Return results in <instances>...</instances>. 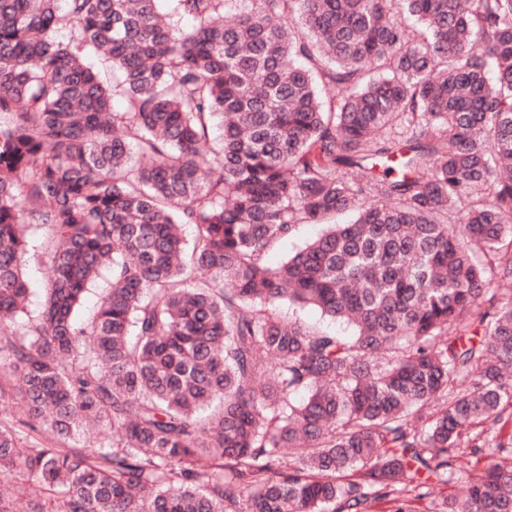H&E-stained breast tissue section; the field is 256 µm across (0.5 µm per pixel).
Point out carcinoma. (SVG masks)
I'll use <instances>...</instances> for the list:
<instances>
[{
    "instance_id": "carcinoma-1",
    "label": "carcinoma",
    "mask_w": 512,
    "mask_h": 512,
    "mask_svg": "<svg viewBox=\"0 0 512 512\" xmlns=\"http://www.w3.org/2000/svg\"><path fill=\"white\" fill-rule=\"evenodd\" d=\"M163 2L0 0V512H512V0ZM322 224H300L294 235L277 245L270 253L268 261L271 265L279 264L288 254H293L307 242L315 239L323 230ZM44 259L39 251L30 249L25 263V274L30 288L28 299V311L39 309L45 299L46 268ZM275 313L284 320L299 319L311 327L335 332L343 336H350L352 333L351 327L345 322L330 320L321 316L320 312L310 308L299 309L289 306L287 302L278 304Z\"/></svg>"
}]
</instances>
